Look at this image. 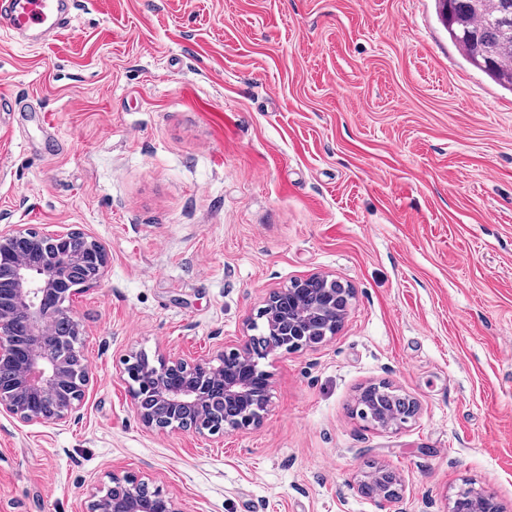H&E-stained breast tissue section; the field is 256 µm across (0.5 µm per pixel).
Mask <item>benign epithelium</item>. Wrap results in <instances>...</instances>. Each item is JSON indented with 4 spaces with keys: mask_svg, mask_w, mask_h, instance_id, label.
I'll return each instance as SVG.
<instances>
[{
    "mask_svg": "<svg viewBox=\"0 0 512 512\" xmlns=\"http://www.w3.org/2000/svg\"><path fill=\"white\" fill-rule=\"evenodd\" d=\"M105 246L80 229L41 234L32 228H0V413L26 424L72 419L91 380L75 347L83 325L73 297L105 275ZM326 277L296 278L269 291L250 334L224 352L220 364L201 359L134 357L125 373L133 409L147 428L193 430L203 434L245 433L260 426L269 402L270 381L260 360L277 351L297 352L336 334L347 314ZM401 411H382L374 425L402 426L419 410L414 399L394 395ZM111 486L90 495L86 512H180L175 501L148 491L133 475H112ZM393 472L367 476L361 493L390 502L398 496Z\"/></svg>",
    "mask_w": 512,
    "mask_h": 512,
    "instance_id": "benign-epithelium-1",
    "label": "benign epithelium"
}]
</instances>
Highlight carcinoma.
<instances>
[{
	"label": "carcinoma",
	"instance_id": "cac0c4a2",
	"mask_svg": "<svg viewBox=\"0 0 512 512\" xmlns=\"http://www.w3.org/2000/svg\"><path fill=\"white\" fill-rule=\"evenodd\" d=\"M463 59L512 93V0H435Z\"/></svg>",
	"mask_w": 512,
	"mask_h": 512
}]
</instances>
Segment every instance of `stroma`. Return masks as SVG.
<instances>
[{"label": "stroma", "mask_w": 512, "mask_h": 512, "mask_svg": "<svg viewBox=\"0 0 512 512\" xmlns=\"http://www.w3.org/2000/svg\"><path fill=\"white\" fill-rule=\"evenodd\" d=\"M52 45L0 37V226L104 244L78 294L77 417L0 414V512H85L134 475L180 512H512V93L434 0H77ZM328 276L336 335L260 366V428L138 420L135 353L218 360L266 293ZM385 383L420 412L356 413ZM382 466L390 502L359 483ZM371 388L372 389L379 388V389L385 390L391 396H393L397 401H400L401 405H402L400 407V409L402 411L401 414H399L395 410H393V411L383 410L380 415V418H378L377 420H375L373 422L375 426H377L381 429H384V430L399 428L400 426L407 423L410 419L414 418L417 415L419 407H418L417 402L414 401V399L406 397V396L402 397L397 394H394L393 391L390 390V387H388L384 384L378 385V386L377 385L368 386L362 391V393L365 390L371 389Z\"/></svg>", "instance_id": "stroma-1"}]
</instances>
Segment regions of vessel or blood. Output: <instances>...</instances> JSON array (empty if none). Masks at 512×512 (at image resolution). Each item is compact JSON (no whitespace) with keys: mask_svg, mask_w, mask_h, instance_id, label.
<instances>
[{"mask_svg":"<svg viewBox=\"0 0 512 512\" xmlns=\"http://www.w3.org/2000/svg\"><path fill=\"white\" fill-rule=\"evenodd\" d=\"M75 0H0V31L9 37L60 35L72 23Z\"/></svg>","mask_w":512,"mask_h":512,"instance_id":"b4317fda","label":"vessel or blood"}]
</instances>
